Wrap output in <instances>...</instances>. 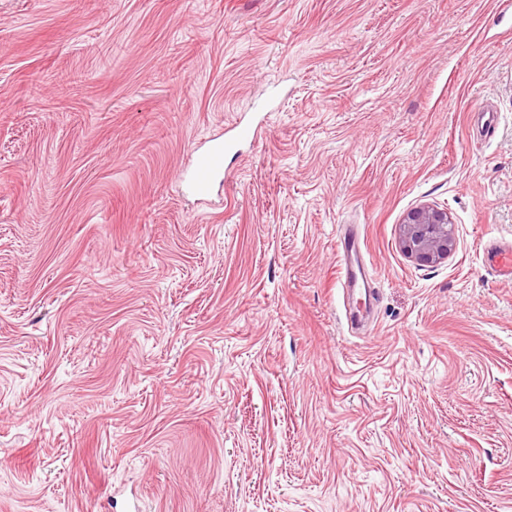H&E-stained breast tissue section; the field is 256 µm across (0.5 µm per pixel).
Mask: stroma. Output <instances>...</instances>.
<instances>
[{"label":"stroma","mask_w":512,"mask_h":512,"mask_svg":"<svg viewBox=\"0 0 512 512\" xmlns=\"http://www.w3.org/2000/svg\"><path fill=\"white\" fill-rule=\"evenodd\" d=\"M239 119L263 130L197 211L177 172ZM423 204L457 239L425 266ZM489 241L512 0H0V512H512ZM453 224L447 209L429 205L413 209L399 226L403 253L421 265L447 259L456 246ZM341 249L343 252V262L339 269L337 282L343 290H359L366 294L372 288L364 277L361 253L357 236L346 231L340 237Z\"/></svg>","instance_id":"obj_1"}]
</instances>
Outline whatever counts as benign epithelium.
Wrapping results in <instances>:
<instances>
[{"label":"benign epithelium","mask_w":512,"mask_h":512,"mask_svg":"<svg viewBox=\"0 0 512 512\" xmlns=\"http://www.w3.org/2000/svg\"><path fill=\"white\" fill-rule=\"evenodd\" d=\"M403 253L421 265L448 258L456 246L448 210L423 205L410 211L399 225Z\"/></svg>","instance_id":"benign-epithelium-1"}]
</instances>
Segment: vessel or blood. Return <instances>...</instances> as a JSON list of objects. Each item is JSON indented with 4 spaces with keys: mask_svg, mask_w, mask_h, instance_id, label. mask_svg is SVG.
<instances>
[{
    "mask_svg": "<svg viewBox=\"0 0 512 512\" xmlns=\"http://www.w3.org/2000/svg\"><path fill=\"white\" fill-rule=\"evenodd\" d=\"M229 145L223 134L211 137L206 146L198 151L194 162L182 172V184L187 195L201 203L211 202L221 195L226 179L224 168L225 151ZM343 262L337 281L346 290L368 291L369 284L364 277L358 238L353 232H346L340 238ZM486 266L494 273L512 275V250L488 247Z\"/></svg>",
    "mask_w": 512,
    "mask_h": 512,
    "instance_id": "1",
    "label": "vessel or blood"
}]
</instances>
